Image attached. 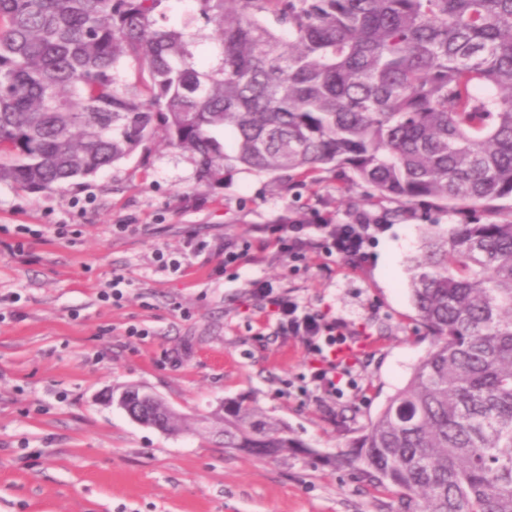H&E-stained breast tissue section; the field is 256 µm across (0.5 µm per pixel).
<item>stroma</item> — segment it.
I'll return each mask as SVG.
<instances>
[{"mask_svg": "<svg viewBox=\"0 0 512 512\" xmlns=\"http://www.w3.org/2000/svg\"><path fill=\"white\" fill-rule=\"evenodd\" d=\"M315 211L341 223L367 214L378 231L366 258L313 256L295 270L270 253L225 271V242ZM455 221L369 197L330 170L284 185L232 169L204 187L190 155L162 145L54 191L0 184V512H400L397 489L343 458L431 347L408 261L429 225ZM166 259L185 275L163 270ZM117 276L116 306L101 293ZM253 279L350 324L356 387L322 404L297 392L309 358L259 322ZM133 326L148 337L127 336ZM131 384L185 429L142 426L104 403ZM229 399L287 425L296 453L225 447L210 416Z\"/></svg>", "mask_w": 512, "mask_h": 512, "instance_id": "1", "label": "stroma"}]
</instances>
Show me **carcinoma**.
I'll return each mask as SVG.
<instances>
[{
    "label": "carcinoma",
    "instance_id": "1",
    "mask_svg": "<svg viewBox=\"0 0 512 512\" xmlns=\"http://www.w3.org/2000/svg\"><path fill=\"white\" fill-rule=\"evenodd\" d=\"M168 2L0 0V183L53 190L160 141L206 187L344 168L487 211L425 232L409 290L434 343L343 462L404 512H512V217L490 211L512 196V0H196L174 26ZM224 447L298 444L226 400Z\"/></svg>",
    "mask_w": 512,
    "mask_h": 512
}]
</instances>
